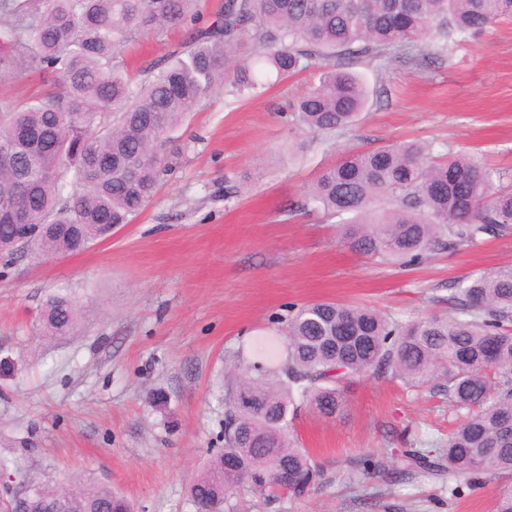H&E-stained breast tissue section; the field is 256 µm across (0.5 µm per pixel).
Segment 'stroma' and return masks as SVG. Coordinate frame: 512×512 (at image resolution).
<instances>
[{"instance_id":"obj_1","label":"stroma","mask_w":512,"mask_h":512,"mask_svg":"<svg viewBox=\"0 0 512 512\" xmlns=\"http://www.w3.org/2000/svg\"><path fill=\"white\" fill-rule=\"evenodd\" d=\"M185 41L175 30L126 53L145 68ZM351 69L369 98L342 134L294 121L316 69L249 98L216 91L171 132L172 169L131 223L80 253L0 258V504L33 482L91 480L136 512H196L186 485L208 449L224 445V372L238 348L320 300L402 321L448 314L458 281L512 265V229L416 267L375 264L343 242L344 217L302 207L343 151L405 141L478 156L497 185L512 187V19L426 65L394 56ZM57 291L84 318L47 342L36 320ZM348 398L336 421L309 412L296 421L322 483L300 499L244 495L241 512H491L512 488L509 477L472 488L411 471L390 487L361 474L359 458L393 461L401 430L437 448L457 419L435 381L407 389L365 379Z\"/></svg>"}]
</instances>
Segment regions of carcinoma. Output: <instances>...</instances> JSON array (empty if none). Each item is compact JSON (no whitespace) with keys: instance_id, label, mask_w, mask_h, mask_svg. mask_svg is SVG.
Listing matches in <instances>:
<instances>
[{"instance_id":"carcinoma-1","label":"carcinoma","mask_w":512,"mask_h":512,"mask_svg":"<svg viewBox=\"0 0 512 512\" xmlns=\"http://www.w3.org/2000/svg\"><path fill=\"white\" fill-rule=\"evenodd\" d=\"M199 0H0V82L26 71L46 78L34 98H0V251L13 254V225L48 232L44 254H72L130 222L169 169L166 133L218 87L259 93L319 64L318 82L294 104L311 133L348 129L368 91L348 60L374 61L433 40L472 35L512 17V0H224L207 26ZM188 28L184 50L133 69L125 48ZM308 204L341 216L345 243L380 264L418 266L460 242L506 231L512 192L494 188L475 157L432 159L417 142L349 151L326 167ZM81 306L66 293L41 308L42 337L75 332ZM240 351L224 381V447L211 448L187 492L196 512H238L241 494L304 497L324 470L292 427L298 410L334 419L354 379L419 388L445 382L461 423L434 453L407 448L404 466L475 483L512 474V266L458 282L453 314L402 322L365 305L314 302L281 334ZM356 469L392 485L404 470L372 458ZM23 512H133L96 483L36 486Z\"/></svg>"}]
</instances>
